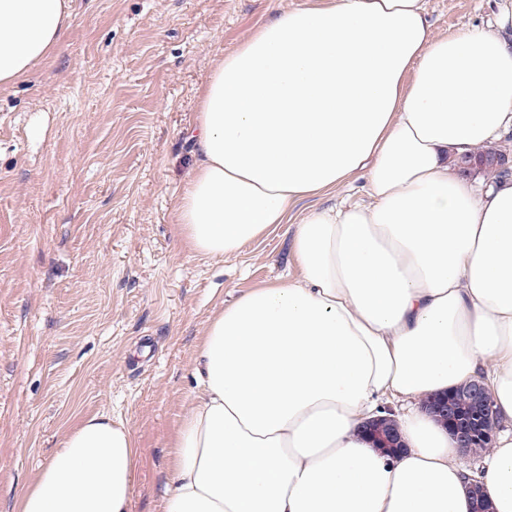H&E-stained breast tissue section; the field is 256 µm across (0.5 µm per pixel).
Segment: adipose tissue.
<instances>
[{"mask_svg": "<svg viewBox=\"0 0 512 512\" xmlns=\"http://www.w3.org/2000/svg\"><path fill=\"white\" fill-rule=\"evenodd\" d=\"M71 25L68 0H0V87ZM506 28L438 35L421 0H326L211 69L175 208L190 251L235 255L359 177L369 201L311 210L297 276L211 318L164 512H471L474 483L512 512V179L454 164L512 131ZM475 378L500 428L469 469L423 403ZM385 415L395 455L363 428ZM139 461L126 424L81 418L16 512H131Z\"/></svg>", "mask_w": 512, "mask_h": 512, "instance_id": "1", "label": "adipose tissue"}]
</instances>
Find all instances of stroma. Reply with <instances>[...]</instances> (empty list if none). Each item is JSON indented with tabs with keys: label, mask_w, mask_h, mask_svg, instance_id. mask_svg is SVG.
Instances as JSON below:
<instances>
[{
	"label": "stroma",
	"mask_w": 512,
	"mask_h": 512,
	"mask_svg": "<svg viewBox=\"0 0 512 512\" xmlns=\"http://www.w3.org/2000/svg\"><path fill=\"white\" fill-rule=\"evenodd\" d=\"M306 0H70L64 41L0 88V512L81 418L140 450L132 512H163L171 438L209 319L288 278L295 224L366 201L357 180L299 201L239 254L190 252L174 208L188 128L215 61ZM436 34L494 24L512 0H422Z\"/></svg>",
	"instance_id": "stroma-1"
}]
</instances>
